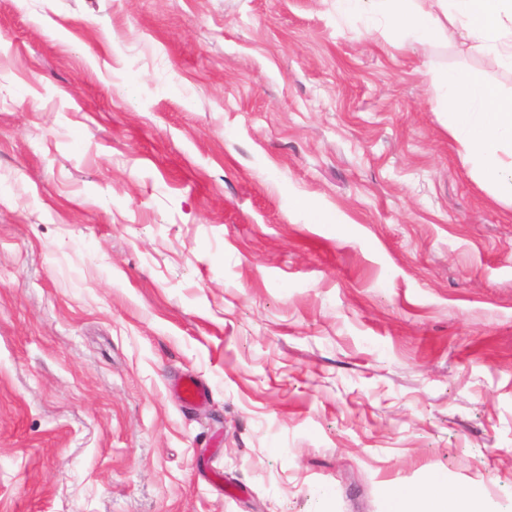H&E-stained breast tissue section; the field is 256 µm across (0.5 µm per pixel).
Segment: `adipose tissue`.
<instances>
[{"instance_id":"obj_1","label":"adipose tissue","mask_w":512,"mask_h":512,"mask_svg":"<svg viewBox=\"0 0 512 512\" xmlns=\"http://www.w3.org/2000/svg\"><path fill=\"white\" fill-rule=\"evenodd\" d=\"M336 0L346 13L363 14L376 23L399 28L416 43L438 34L444 22L456 24L462 38L512 69V0ZM440 104L448 114V129L484 181L512 200V95L469 73L444 74ZM428 489H397L389 496V512H480L481 492L474 487L452 491L449 500L430 503Z\"/></svg>"}]
</instances>
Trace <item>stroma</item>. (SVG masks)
I'll return each instance as SVG.
<instances>
[{"label": "stroma", "mask_w": 512, "mask_h": 512, "mask_svg": "<svg viewBox=\"0 0 512 512\" xmlns=\"http://www.w3.org/2000/svg\"><path fill=\"white\" fill-rule=\"evenodd\" d=\"M336 0H0V512H512V203ZM190 374L207 392L173 390ZM430 490L395 489L389 496L388 511L391 512H480L481 492L475 487L452 491L448 501L433 503L429 509H421V505L429 502ZM429 510V511H422Z\"/></svg>", "instance_id": "1"}]
</instances>
